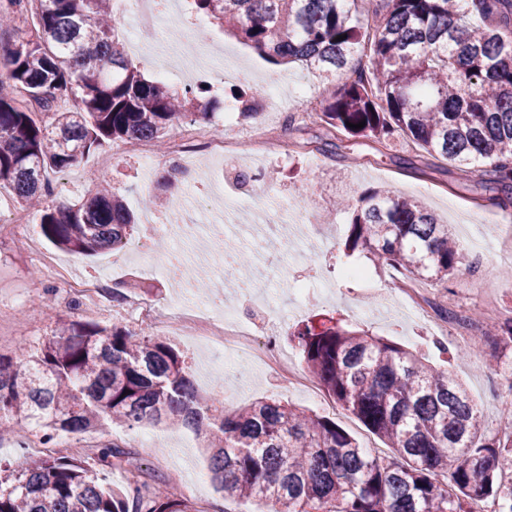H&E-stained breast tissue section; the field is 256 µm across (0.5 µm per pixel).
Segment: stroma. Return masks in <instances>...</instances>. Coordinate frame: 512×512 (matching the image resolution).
<instances>
[{
	"label": "stroma",
	"mask_w": 512,
	"mask_h": 512,
	"mask_svg": "<svg viewBox=\"0 0 512 512\" xmlns=\"http://www.w3.org/2000/svg\"><path fill=\"white\" fill-rule=\"evenodd\" d=\"M116 11L125 41L135 40L141 45L140 51L129 52L131 62L148 77L163 78L170 88L181 90L196 84L191 69L202 44L232 52L240 62V71L250 77L252 87L264 91L268 84H278L280 98L263 96L258 114L244 119L231 96L236 82L213 75L212 91L222 105L204 124L215 134L240 138L265 123L278 125L288 151L273 152L260 162L264 178L247 188L246 193L253 204L272 214L287 210L291 219L306 227L300 240L286 246L281 242L280 224L265 225V245L256 252L249 229L252 213L239 212L232 239L251 249L248 265L223 270L195 264L203 284L189 298L160 266L147 267L141 273V296L160 305L187 298L206 305L223 297L241 319L251 323L257 336L276 337L301 370L306 364L296 343L289 340V331L324 315L335 317L348 329L369 331L418 354L437 369L452 371L480 409L483 436L492 438L512 431V424L501 413L503 404L512 400V394L503 386L505 369L512 364V351L499 349L494 343L500 323L512 317V262L492 263L486 256L487 249L496 245L494 226L499 212L490 206L495 192L445 161L435 170L413 167L418 151L405 141H397L391 150L379 153L368 141L337 130L328 131L323 123L287 121L288 110L317 107L328 94L329 84L300 64L269 62L250 45L208 23L203 15L192 13L190 0H153L144 14L118 0ZM167 145L164 139L156 143L157 161L149 169L143 167L136 149L121 140L105 142L78 164L84 172L80 192L90 191L99 183L111 184L138 218L131 242L152 241L159 252L171 245L155 225L163 212L145 207L144 201L157 193L159 183L172 167L166 158ZM394 154L407 158V165L391 162ZM105 157L111 163L103 168L99 162ZM378 187L419 199L447 222L449 231L466 249L469 271L453 278L447 287L436 285L427 290L425 296L430 303L444 302L449 311L468 315L474 281H493V288L483 294L485 316L472 326L479 342L477 351L449 360L431 340L428 322L402 306L389 268L374 264L365 250H346L351 215L335 208L336 199L348 191L359 194ZM80 192L57 191L46 204L51 207L76 201ZM40 246L44 253L71 263L80 275H103L113 281L126 273L127 254L122 248L84 256L64 251L45 239ZM0 266L8 270L0 280V310L10 311L14 300L22 297L31 320L27 329L0 334V354L12 356L18 349L35 347L50 335L55 317L68 318L72 312L63 286H48L40 266L30 260L27 240L1 239ZM299 288L305 289V297L296 296ZM168 342L185 358L199 391L223 384L226 407L239 408L272 396L327 417L362 447L382 456L390 455V448L357 417L336 405L333 397L325 394L317 400L288 389L278 376L247 356L229 358L218 348L204 352L185 337L172 336ZM152 430L160 447H136L135 431L118 428L104 437L84 436L78 457L91 465L101 441L119 444L130 450L134 463L146 467L149 481L178 489L195 487L196 498L206 501L208 512H219L225 502L208 477L205 433L174 430L162 423L153 425Z\"/></svg>",
	"instance_id": "1"
}]
</instances>
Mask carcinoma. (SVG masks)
Returning a JSON list of instances; mask_svg holds the SVG:
<instances>
[{
  "label": "carcinoma",
  "mask_w": 512,
  "mask_h": 512,
  "mask_svg": "<svg viewBox=\"0 0 512 512\" xmlns=\"http://www.w3.org/2000/svg\"><path fill=\"white\" fill-rule=\"evenodd\" d=\"M113 2L0 0V37L14 38L0 48V186L27 208L52 195L48 172L73 167L106 140L158 139L216 103L207 86L179 93L146 79L125 53ZM193 2L274 61L335 82L320 102L325 125L386 147L402 139L463 172L478 168L512 194V0H377L372 27L352 10L358 0ZM28 13L37 36L18 50L15 20ZM69 100L73 109L59 110ZM347 201V249L445 288L462 272V243L417 200L373 189ZM36 213L44 237L83 255L124 244L134 226L107 188ZM57 324L40 347L0 354V428L20 444L33 423L51 442L163 422L206 432L226 503L258 498L265 512H475L492 499L512 512V431L479 435L480 410L452 372L365 330L331 317L289 339L324 390L392 448L386 457L335 421L276 399L227 410L222 386L198 392L181 354L149 335L118 323ZM97 461L130 463L112 442L98 447ZM140 474L117 494L79 460L0 461V512H195Z\"/></svg>",
  "instance_id": "carcinoma-1"
}]
</instances>
